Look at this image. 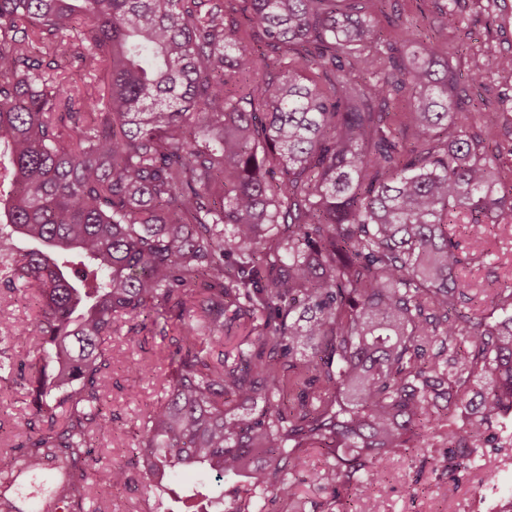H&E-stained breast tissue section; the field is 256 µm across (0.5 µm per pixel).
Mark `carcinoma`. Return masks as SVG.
Here are the masks:
<instances>
[{"instance_id": "carcinoma-1", "label": "carcinoma", "mask_w": 512, "mask_h": 512, "mask_svg": "<svg viewBox=\"0 0 512 512\" xmlns=\"http://www.w3.org/2000/svg\"><path fill=\"white\" fill-rule=\"evenodd\" d=\"M384 2L0 0V257L37 304L0 332L37 338L0 512H20L13 472L47 468L86 512L109 343L126 325L137 344L140 318L182 324L138 425L148 512L176 474L213 477L219 500L231 479L227 512H261L296 495L309 448L328 459L323 512H380L390 460L431 441L456 449L450 473L475 459L512 409V288L466 313L461 282L467 246L512 219L499 116L481 107L471 131L437 61L452 0L410 53L418 24L377 27ZM68 57L106 74L107 99L64 88ZM230 318L258 343L216 351Z\"/></svg>"}]
</instances>
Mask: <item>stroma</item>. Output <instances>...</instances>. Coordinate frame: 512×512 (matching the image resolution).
<instances>
[{
  "label": "stroma",
  "mask_w": 512,
  "mask_h": 512,
  "mask_svg": "<svg viewBox=\"0 0 512 512\" xmlns=\"http://www.w3.org/2000/svg\"><path fill=\"white\" fill-rule=\"evenodd\" d=\"M457 26L449 30L442 54L469 75L478 66L500 55H512V0H457ZM481 97L492 101L507 121L500 133L504 170L501 188L512 189V75H496L480 88ZM490 264L467 276L474 290L494 293L512 286V228L499 225L492 229ZM140 343L128 346L123 337L112 339V372L105 380L103 400L114 416L112 432L96 444L93 461L86 468V495L104 512H145L147 504L142 479H134L118 492L105 484L107 472L125 464L137 446L138 419L164 399L163 379L168 370L167 356L179 339L176 322L166 330L150 326L139 334ZM148 366L147 374H133V367ZM26 386L11 378H0V465L7 464L12 446L22 431L20 425L29 411ZM447 454L440 443L395 458L385 469V481L377 497L382 512H466L474 492L482 482L473 470L462 468L447 473L442 461ZM325 458L320 450L304 454L303 480L294 497H273L266 512H319L326 494L314 481ZM59 484L58 474L50 469L22 474L14 485L21 512H42Z\"/></svg>",
  "instance_id": "35a3bbf8"
}]
</instances>
